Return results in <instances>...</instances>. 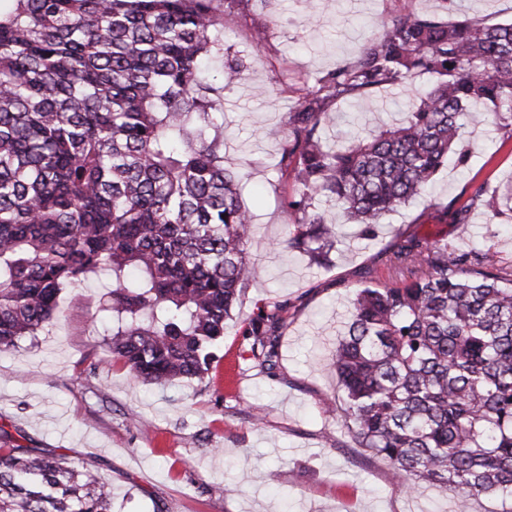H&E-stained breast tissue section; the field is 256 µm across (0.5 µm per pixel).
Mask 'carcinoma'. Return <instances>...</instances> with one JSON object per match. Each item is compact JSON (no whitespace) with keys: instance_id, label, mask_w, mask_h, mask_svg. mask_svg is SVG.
I'll use <instances>...</instances> for the list:
<instances>
[{"instance_id":"cac0c4a2","label":"carcinoma","mask_w":512,"mask_h":512,"mask_svg":"<svg viewBox=\"0 0 512 512\" xmlns=\"http://www.w3.org/2000/svg\"><path fill=\"white\" fill-rule=\"evenodd\" d=\"M0 0V351L39 335L59 296L112 279V361L142 382L205 379L225 321L261 270L253 215L224 167V30L254 0ZM405 12L352 64L301 90L277 172L291 180L288 240L317 262L341 244L323 196L372 236L465 162L464 117L512 120V23ZM434 78L406 119L328 149L332 105ZM451 209L512 221V189L476 188ZM389 285L361 282L332 368L343 424L388 459L409 493L451 487L512 496V268L487 248L411 234L383 253ZM288 301L261 306L244 335L255 366L278 365ZM97 475L0 428V512H111Z\"/></svg>"}]
</instances>
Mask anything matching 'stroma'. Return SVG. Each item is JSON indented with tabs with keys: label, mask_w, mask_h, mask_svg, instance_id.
I'll list each match as a JSON object with an SVG mask.
<instances>
[{
	"label": "stroma",
	"mask_w": 512,
	"mask_h": 512,
	"mask_svg": "<svg viewBox=\"0 0 512 512\" xmlns=\"http://www.w3.org/2000/svg\"><path fill=\"white\" fill-rule=\"evenodd\" d=\"M405 10L435 13L439 2L274 0L225 33L224 57L244 76L224 86V164L238 172L254 215L247 251L263 276L234 308L211 380L146 384L111 362L104 309L112 281L94 275L63 289L59 318L39 336L0 352L1 428L94 470L112 487V512H453L454 490L409 498L388 460L357 446L341 426L343 392L328 363L357 286L381 272L382 253L399 237L478 244L512 265V229L480 212L468 224L441 216L477 187L512 184V130L482 118L464 145L466 164L442 167L431 193L390 215L376 236L345 225L344 242L318 265L283 247L294 187L276 164L299 88L354 61L365 38ZM449 16L507 22L512 0H455ZM430 81L419 75L378 94L357 112L359 127L376 132L402 120L396 101L413 102ZM282 299L291 310L268 374L252 363L244 329L258 306ZM89 351L108 362L91 376L79 365Z\"/></svg>",
	"instance_id": "obj_1"
}]
</instances>
